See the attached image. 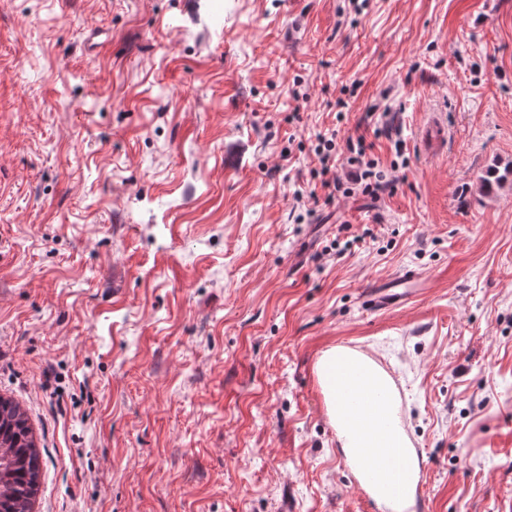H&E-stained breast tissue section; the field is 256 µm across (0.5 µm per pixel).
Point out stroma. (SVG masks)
Segmentation results:
<instances>
[{"label": "stroma", "mask_w": 512, "mask_h": 512, "mask_svg": "<svg viewBox=\"0 0 512 512\" xmlns=\"http://www.w3.org/2000/svg\"><path fill=\"white\" fill-rule=\"evenodd\" d=\"M375 104L391 187L326 200L315 132ZM510 164L512 0H0V398L33 512H380L317 380L340 344L402 389L412 512H512V185H481ZM419 280L411 272L371 283L370 302L378 310H386L405 303L411 297L407 288H419Z\"/></svg>", "instance_id": "1"}]
</instances>
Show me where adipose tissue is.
Returning a JSON list of instances; mask_svg holds the SVG:
<instances>
[{
    "label": "adipose tissue",
    "mask_w": 512,
    "mask_h": 512,
    "mask_svg": "<svg viewBox=\"0 0 512 512\" xmlns=\"http://www.w3.org/2000/svg\"><path fill=\"white\" fill-rule=\"evenodd\" d=\"M335 355L332 349L323 353L317 362V376L319 384L323 386L326 412L336 429L340 451L353 469H360L367 464L375 466V477L369 485V491L385 512H408L415 498V480H408L402 497H393L389 490L391 474L386 465L388 453L390 449L406 447L408 438L395 416L390 396L385 393L388 382L376 370L363 371L358 366H351L346 378L347 385L380 392L381 398L373 413L359 421L357 428L347 427L344 423L345 402L341 394L326 385Z\"/></svg>",
    "instance_id": "adipose-tissue-1"
}]
</instances>
